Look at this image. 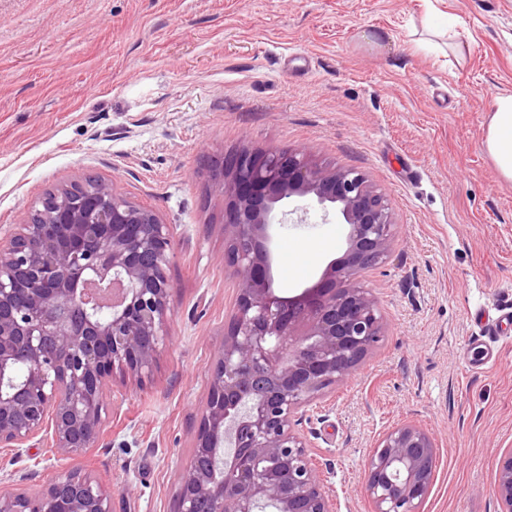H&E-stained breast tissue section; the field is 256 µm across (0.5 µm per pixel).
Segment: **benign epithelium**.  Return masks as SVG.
Returning <instances> with one entry per match:
<instances>
[{"mask_svg": "<svg viewBox=\"0 0 512 512\" xmlns=\"http://www.w3.org/2000/svg\"><path fill=\"white\" fill-rule=\"evenodd\" d=\"M224 188V262L239 294L216 351L177 512H333L307 438L295 429L313 403L350 377L379 341L382 318L360 277L392 238L387 197L355 169L304 149L213 160ZM309 198L348 228L346 250L292 296L273 288V227ZM172 237L151 209L87 177L55 189L0 243V447L19 456L50 437L68 457L95 446L115 370L151 368L170 320ZM435 439L415 423L379 438L365 469L373 512H418L436 468ZM512 512V448L495 480ZM0 512H112L80 470L34 492L0 491Z\"/></svg>", "mask_w": 512, "mask_h": 512, "instance_id": "benign-epithelium-1", "label": "benign epithelium"}]
</instances>
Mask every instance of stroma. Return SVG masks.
I'll return each mask as SVG.
<instances>
[{
	"mask_svg": "<svg viewBox=\"0 0 512 512\" xmlns=\"http://www.w3.org/2000/svg\"><path fill=\"white\" fill-rule=\"evenodd\" d=\"M503 93L512 0H0V238L44 193L91 174L155 210L173 240L171 320L151 370L115 379L94 448L0 447V488L78 469L112 512H175L238 296L207 158L247 141L359 170L393 213L389 253L362 276L383 336L299 426L335 512H372L370 454L407 422L438 444L419 512H500L512 341L473 367L470 312L512 307V181L483 148ZM336 228L314 207L277 226L281 295L343 254Z\"/></svg>",
	"mask_w": 512,
	"mask_h": 512,
	"instance_id": "35a3bbf8",
	"label": "stroma"
}]
</instances>
